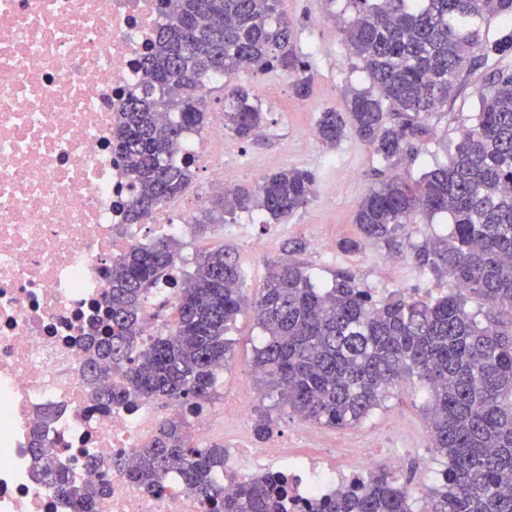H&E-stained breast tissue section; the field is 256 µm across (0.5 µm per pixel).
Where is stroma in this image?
Listing matches in <instances>:
<instances>
[{
    "label": "stroma",
    "instance_id": "stroma-1",
    "mask_svg": "<svg viewBox=\"0 0 512 512\" xmlns=\"http://www.w3.org/2000/svg\"><path fill=\"white\" fill-rule=\"evenodd\" d=\"M279 11L295 24L297 39L312 64L313 92L305 99L293 96L285 76L267 71L245 69L236 74L234 83L251 88L268 114L263 136L249 141L227 134L224 166L236 176L237 183L251 185L283 168L314 170L316 189L310 203L283 221H261L258 213L240 212L236 223L251 225L250 238L212 226L207 232L191 229V251L226 245L240 256L244 268L243 293L253 296L260 288L269 265L284 254L288 242L304 243L297 255L315 286L331 287L336 271L356 273L361 287L382 299L397 290L427 289L429 297L448 292L449 285L419 275L404 259H391L385 249L366 241L355 253L335 251L333 256L317 254L311 242L323 238L339 242L355 238L359 230L354 222L358 203L377 180L380 163L371 150L355 137H345L336 148L321 145L315 136L316 120L328 108H341L348 87L367 85L364 73L354 68L339 35L328 32L326 0H280ZM483 85L481 73L467 77L462 92L445 111L431 118L434 136L412 159L403 160L395 172L418 177L426 168L449 161L461 131L470 125L478 93ZM231 353L218 375L212 410H219L225 394L241 389L261 388L255 374L253 357L260 344L261 330L250 308H243L228 334ZM425 393L409 385L395 390L383 406L360 425L331 427L312 425L279 405L277 395L265 391L250 407L251 414L270 412L273 432L297 434L314 428L330 444L346 438L370 439L377 457L397 451L405 457L406 469L414 473L412 491L423 496L437 484L444 460L431 448L428 423L424 415Z\"/></svg>",
    "mask_w": 512,
    "mask_h": 512
}]
</instances>
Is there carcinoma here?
Instances as JSON below:
<instances>
[{
  "mask_svg": "<svg viewBox=\"0 0 512 512\" xmlns=\"http://www.w3.org/2000/svg\"><path fill=\"white\" fill-rule=\"evenodd\" d=\"M279 2L157 0L164 22L139 62L146 80L128 94L118 131L131 175L127 223H144L194 179V161L178 154L207 123L204 85L251 68L287 76L297 98L312 94V65ZM330 17L369 86L347 91L342 109L319 113L315 133L327 148L349 129L384 163L410 157L430 139L429 119L457 96L464 75L482 73L472 123L448 164L417 179L380 175L355 211L360 238L339 244L356 252L362 240L373 241L453 289L433 301L408 291L375 301L350 270L336 272L322 291L299 263L282 258L252 301L263 332L255 371L293 413L333 427L360 424L404 380L425 383L432 447L447 460L442 483L423 496L428 512H512V69L498 65L512 55V0H344ZM494 20L503 34L490 41L481 24ZM218 89L224 128L243 141L256 137L267 122L257 97L242 86ZM315 184L314 171L283 168L225 191L195 224L250 210L279 221L308 205ZM438 213L451 220L448 235L420 245L404 240L405 225ZM178 256L173 242L159 240L131 246L112 265L108 322L90 344L94 400L177 404L186 413L165 419L135 464L117 456L105 469L152 495L176 475L204 512H288L285 474L250 475L226 493L224 445L198 448L188 436L187 415L211 400L216 369L230 354L227 330L246 303L235 250L200 252L189 285L175 291L173 326L137 347L144 296ZM469 298L487 311L467 310ZM412 480L379 466L309 512H422ZM56 488L74 512H94L107 486L61 478Z\"/></svg>",
  "mask_w": 512,
  "mask_h": 512,
  "instance_id": "carcinoma-1",
  "label": "carcinoma"
}]
</instances>
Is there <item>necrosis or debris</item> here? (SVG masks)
I'll use <instances>...</instances> for the list:
<instances>
[{"instance_id": "4bbe7bcc", "label": "necrosis or debris", "mask_w": 512, "mask_h": 512, "mask_svg": "<svg viewBox=\"0 0 512 512\" xmlns=\"http://www.w3.org/2000/svg\"><path fill=\"white\" fill-rule=\"evenodd\" d=\"M161 17L156 0H0V512H73L35 467L47 452L66 476L108 483L95 512H202L179 478L152 496L89 458H134L162 418L155 403L95 405L84 343L102 319L110 268L134 244L184 239L187 215L168 208L128 224V177L116 142L122 102L143 79L138 62ZM221 125L186 140L212 182L231 185ZM250 401L192 415L198 443L231 424L225 447L262 472L288 475L297 506L348 490L352 476L286 436L244 446Z\"/></svg>"}]
</instances>
